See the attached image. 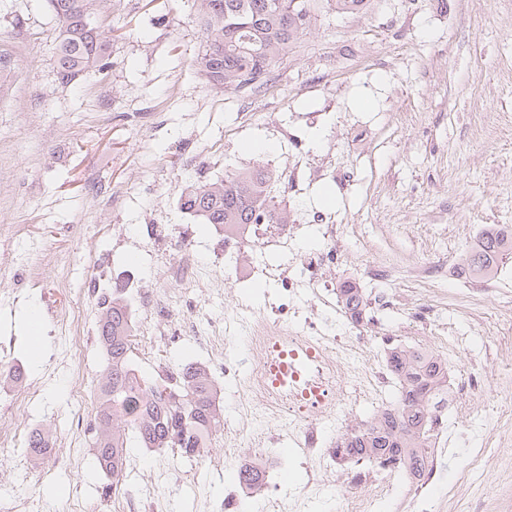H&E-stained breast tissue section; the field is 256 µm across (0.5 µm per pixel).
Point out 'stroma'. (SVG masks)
<instances>
[{
  "instance_id": "1",
  "label": "stroma",
  "mask_w": 512,
  "mask_h": 512,
  "mask_svg": "<svg viewBox=\"0 0 512 512\" xmlns=\"http://www.w3.org/2000/svg\"><path fill=\"white\" fill-rule=\"evenodd\" d=\"M112 65L60 83L55 66L59 27L45 0H0V365H21L30 400L9 407L13 389L0 377V422L51 439L77 437L84 453L46 470L17 446L0 456V494L26 501L29 512H53L74 499L87 512H110L116 488L94 459V411L76 418L69 374L82 367L98 399L105 359L99 344L76 355L55 317L69 312L98 323L100 297L139 287L163 288L180 310L223 325L238 300L267 309L275 284L240 283L224 274V237L180 210L182 189L262 166L276 175L275 201L303 225L298 246L318 247L319 214L348 225L347 249L326 284L359 283L386 293L385 310H366L372 352L387 358L400 345L429 352L456 384L469 358L491 348L496 374L512 377V322L491 300L455 295L467 231L512 225V0H373L357 17L321 10L260 91L230 92L200 76L204 45L195 0H108L98 17ZM248 140L275 150L245 151ZM164 224L166 239L146 227ZM430 248L453 264L448 278L394 272L366 281L363 265ZM183 261L190 289L164 278L161 266ZM221 289H211L215 279ZM92 283L93 293L82 290ZM41 317L44 351L34 362L26 309ZM194 362L211 374L224 423H245L246 397L224 383L209 348L187 339L160 344L133 359L156 378V359ZM469 439H457L439 479L435 512H472L469 485L447 496ZM158 461L151 493L163 512H218L229 477L224 436L196 460L177 452L130 449Z\"/></svg>"
}]
</instances>
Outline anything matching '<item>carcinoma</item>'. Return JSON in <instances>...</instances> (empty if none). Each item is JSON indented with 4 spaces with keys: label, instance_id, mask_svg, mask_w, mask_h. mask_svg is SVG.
Listing matches in <instances>:
<instances>
[{
    "label": "carcinoma",
    "instance_id": "cac0c4a2",
    "mask_svg": "<svg viewBox=\"0 0 512 512\" xmlns=\"http://www.w3.org/2000/svg\"><path fill=\"white\" fill-rule=\"evenodd\" d=\"M108 0H48L61 27L55 48L57 75L62 84L76 86L92 68L110 67L109 45L100 32L87 27ZM203 21L205 46L196 59L200 74L226 91L241 92L263 85L271 67L311 30L320 11L319 0H196ZM338 16L356 17L369 0H326ZM273 174L262 168L237 171L222 180L192 185L179 198L181 210L195 211L212 227L242 224H286L288 215L275 207ZM512 254V227H490L465 258L475 278L491 275L499 260ZM341 301L351 317L362 316L365 303L353 282L340 287ZM98 341L106 357L104 383L96 410L94 438L100 468L112 479L122 475L131 448H177L191 458L207 447L224 426L216 407L217 391L205 369L180 364L158 382L139 374L131 360L132 324L128 301L120 293L98 302ZM389 364L403 381L399 407L384 413L370 428L342 440L344 456L360 462L383 459L417 474L425 465V444L433 409L445 394L447 372L434 356L394 347ZM49 448V436L32 432L27 453L38 458ZM247 488L262 484V470L246 466L238 473Z\"/></svg>",
    "mask_w": 512,
    "mask_h": 512
}]
</instances>
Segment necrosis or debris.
<instances>
[{"mask_svg":"<svg viewBox=\"0 0 512 512\" xmlns=\"http://www.w3.org/2000/svg\"><path fill=\"white\" fill-rule=\"evenodd\" d=\"M300 231L296 224H251L238 233L224 236V268L239 281L279 284L280 303L272 311H259L240 320L228 315L225 326L243 325L249 356L246 363L225 358L224 380L233 384L245 380L249 394L252 427L225 436L228 460H235V448L246 446L256 451L273 447L280 440L276 424L288 422L299 427L295 456L306 468L308 480L297 500L301 506L318 497L335 474L336 458L329 442L330 430L347 431L350 408L362 400L387 392L394 373L389 366L363 360L374 342L371 332L353 324L330 332L323 327V309L329 304L326 292L303 298L301 283H316L337 261L344 249L345 227L319 225L322 244L303 251L297 246ZM266 241L288 259L287 265L264 261L241 262L239 254L252 240ZM280 343L289 353L299 354L300 375L287 384H273L268 374L272 359L270 346ZM319 349L317 358H303L308 346ZM315 385L329 394L326 402L311 405L301 397L306 386ZM448 451L431 449L424 471L413 475L394 467H375L369 475L354 482L352 492L338 494L335 512H434L437 483L435 476ZM283 466L274 464L264 474L261 497L247 494L241 483L224 488L223 512H247L250 502H258L259 512H284L280 477Z\"/></svg>","mask_w":512,"mask_h":512,"instance_id":"necrosis-or-debris-1","label":"necrosis or debris"}]
</instances>
